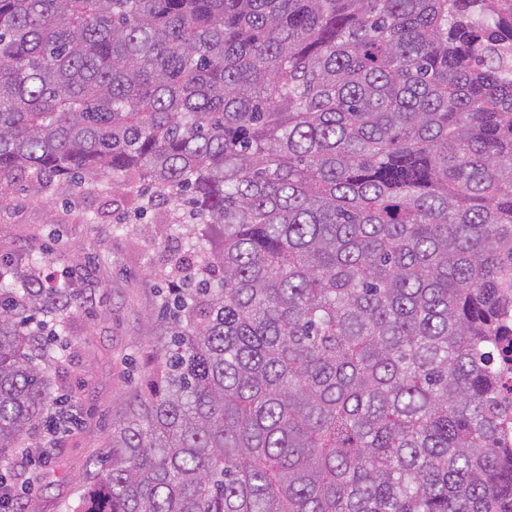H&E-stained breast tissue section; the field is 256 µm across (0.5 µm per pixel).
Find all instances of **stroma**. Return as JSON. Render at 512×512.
Here are the masks:
<instances>
[{
    "label": "stroma",
    "mask_w": 512,
    "mask_h": 512,
    "mask_svg": "<svg viewBox=\"0 0 512 512\" xmlns=\"http://www.w3.org/2000/svg\"><path fill=\"white\" fill-rule=\"evenodd\" d=\"M183 243V230L165 225L161 213L140 218L103 194L68 200L19 190L0 210V257L47 249L55 267L83 269L66 361L50 372L70 420L28 439L29 454H16L8 473L23 512H72L103 469L114 425L158 368L157 311L171 292L162 257Z\"/></svg>",
    "instance_id": "stroma-1"
}]
</instances>
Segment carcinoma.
<instances>
[{"instance_id":"1","label":"carcinoma","mask_w":512,"mask_h":512,"mask_svg":"<svg viewBox=\"0 0 512 512\" xmlns=\"http://www.w3.org/2000/svg\"><path fill=\"white\" fill-rule=\"evenodd\" d=\"M20 187L222 233L168 257L153 389L75 512H512V0H0V208ZM22 266L0 472L78 309ZM509 338L510 336L504 338L494 349L500 385L503 392L508 396H510L512 388V348Z\"/></svg>"}]
</instances>
